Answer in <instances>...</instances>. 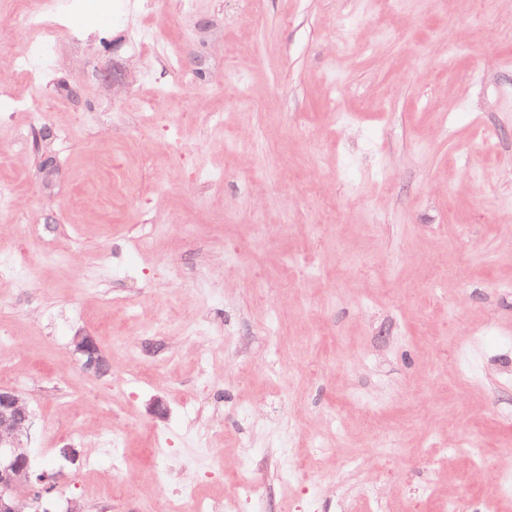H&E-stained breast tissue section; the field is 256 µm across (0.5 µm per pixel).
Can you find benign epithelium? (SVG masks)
<instances>
[{"instance_id": "1", "label": "benign epithelium", "mask_w": 512, "mask_h": 512, "mask_svg": "<svg viewBox=\"0 0 512 512\" xmlns=\"http://www.w3.org/2000/svg\"><path fill=\"white\" fill-rule=\"evenodd\" d=\"M72 344L86 370L99 375L106 373V360L92 336L78 333ZM31 424L32 412L23 394L1 388L0 512H24L29 502L23 500L22 491L49 480L46 473L34 469L27 450Z\"/></svg>"}]
</instances>
